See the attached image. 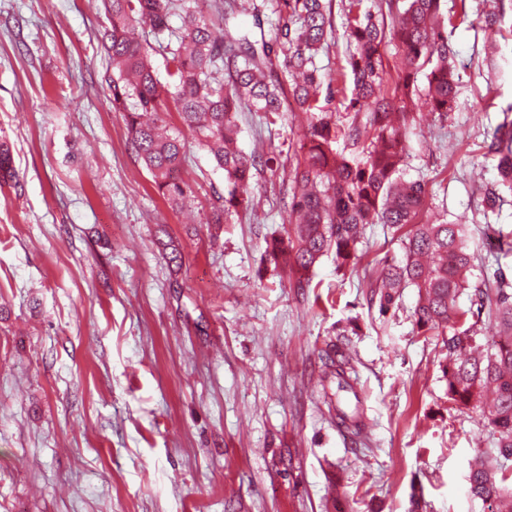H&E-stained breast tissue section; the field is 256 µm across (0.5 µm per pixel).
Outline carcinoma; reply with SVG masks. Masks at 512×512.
I'll return each mask as SVG.
<instances>
[{
    "instance_id": "carcinoma-1",
    "label": "carcinoma",
    "mask_w": 512,
    "mask_h": 512,
    "mask_svg": "<svg viewBox=\"0 0 512 512\" xmlns=\"http://www.w3.org/2000/svg\"><path fill=\"white\" fill-rule=\"evenodd\" d=\"M363 2L341 0L348 67L335 89V78L317 65L335 38L331 0H274L279 21L269 38L254 0H214L209 18L191 6L192 0H103L109 27L102 47L112 64V107L126 112L131 148L173 208H183L193 194L181 177L186 136L208 152L215 169L224 173V193L217 196L211 218L220 225L249 209L238 190L253 172L274 173L279 167L275 155H248L239 148L234 116L247 111L263 113L270 124L283 119L282 82L275 70L283 58L291 107L307 117L306 143L294 154L284 203L288 224L284 236L267 248L270 264L294 273L290 287L303 292L309 272L324 256H333L339 271L356 268L366 225L386 224L403 233L402 258L387 259L377 269L369 303L385 314L396 308L404 289L417 290V325L443 337L448 351L442 368L448 400L480 409L496 436L498 456L479 452L470 463V492L490 503L491 512H512V475L500 462L512 458V283L499 276L493 288H473L469 312L487 315L497 327L489 345L477 344L470 330L460 329L464 313L457 309L460 294L470 288L467 225L432 219L425 183L403 180L416 127L402 103L416 92L417 76H425L431 112H447L457 96L448 22L441 0H379L375 12ZM241 14L254 18L260 38L231 31L230 21ZM174 15L181 18L178 27L171 25ZM140 25L149 28L145 39L135 35ZM388 39L396 42L401 68L398 81L385 92L381 47ZM155 54L166 62L164 93ZM337 92L348 109L368 107L365 122L344 123L336 116L331 102ZM172 109L180 126L169 129L159 123L158 113ZM485 149L497 158L498 180L484 190V201L493 209L501 189L512 191V119L494 128ZM14 183L13 157L0 144V188ZM485 236L499 253L512 254V233L505 236L488 224ZM325 367L329 372L319 386L328 410L341 426L363 433L366 416L349 356L339 348L329 352Z\"/></svg>"
}]
</instances>
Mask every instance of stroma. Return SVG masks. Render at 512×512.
I'll use <instances>...</instances> for the list:
<instances>
[{"instance_id": "stroma-1", "label": "stroma", "mask_w": 512, "mask_h": 512, "mask_svg": "<svg viewBox=\"0 0 512 512\" xmlns=\"http://www.w3.org/2000/svg\"><path fill=\"white\" fill-rule=\"evenodd\" d=\"M451 37L461 81L446 117L424 96L407 179L434 214L469 228L471 284L512 257L484 227L512 229V194L484 213L497 176L485 142L512 105V0H467ZM502 10L485 29L478 15ZM100 0H0V140L18 188L0 190V512H488L469 492L476 449L495 453L480 413L448 399L442 339L416 324L417 293L368 305L399 240L366 227L356 273L333 257L298 295L265 261L282 233L281 176L256 174L251 207L211 238L224 176L188 142L193 189L175 211L113 110ZM245 153L298 141L236 116ZM180 263H172V256ZM350 356L369 425L337 426L318 381L332 345Z\"/></svg>"}]
</instances>
